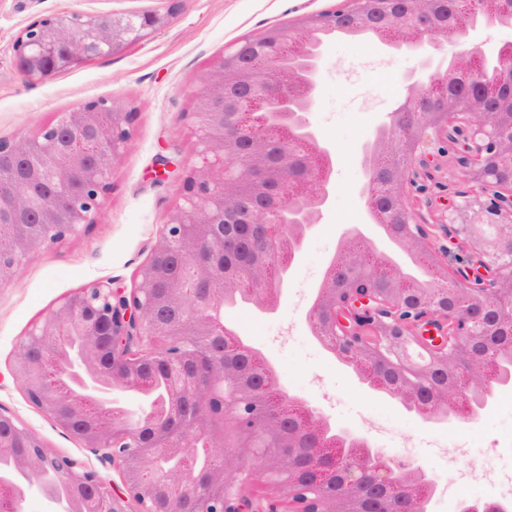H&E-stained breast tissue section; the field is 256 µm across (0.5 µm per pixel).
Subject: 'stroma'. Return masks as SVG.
I'll use <instances>...</instances> for the list:
<instances>
[{
    "instance_id": "obj_1",
    "label": "stroma",
    "mask_w": 512,
    "mask_h": 512,
    "mask_svg": "<svg viewBox=\"0 0 512 512\" xmlns=\"http://www.w3.org/2000/svg\"><path fill=\"white\" fill-rule=\"evenodd\" d=\"M341 0H0V138L36 135L61 113L108 99L133 111L131 137L112 167V189L93 224L81 234L47 245L0 285V408L12 412L51 452L79 460L119 480L97 456L26 399L12 372L17 342L60 300L94 282L124 288L137 283L162 224L182 201L179 179L156 181L154 169L166 158L188 173L196 165V139L183 118L208 64L225 47L270 28H287L309 13L340 7ZM175 10L171 23L123 53L100 58L53 79L30 82L14 62L13 42L31 21L60 11L142 14ZM413 53L391 55L378 40L339 36L328 41L318 104L311 120L335 152L336 191L320 224L310 231L295 269L324 271L347 226L366 222L360 188L367 175L361 150L386 112L407 93L417 69ZM432 178L406 188L415 208L425 202L444 208L456 203L466 185L457 169L458 151L431 145ZM293 288L281 290L274 313L249 304L224 310V323L272 363L289 395L312 399L344 426L367 417L388 428L392 441L413 448L416 463L440 454L431 425L395 402L358 387L354 375L311 336L307 307L295 306ZM449 447L466 445L470 459L487 468L512 469V403H496L473 425L453 420L440 426Z\"/></svg>"
}]
</instances>
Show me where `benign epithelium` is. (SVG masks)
I'll list each match as a JSON object with an SVG mask.
<instances>
[{
    "label": "benign epithelium",
    "instance_id": "1",
    "mask_svg": "<svg viewBox=\"0 0 512 512\" xmlns=\"http://www.w3.org/2000/svg\"><path fill=\"white\" fill-rule=\"evenodd\" d=\"M346 6L271 28L224 49L204 75L186 113L200 166L184 181L183 203L162 225L131 291L91 283L68 295L18 342L12 369L25 396L63 430L117 465L125 492L99 471L48 451L0 407V512H24L34 496L51 512H243L257 482L274 495L266 512H346L344 502L370 486L427 512L436 487L429 469L403 465L357 433L336 427L309 401L275 407L272 365L217 320L227 297L274 310L267 289L283 288L306 233L320 223L335 190L333 149L311 121L323 70L321 36L342 26L373 32L393 52L414 51L420 68L403 104L386 113L365 151L368 223L424 266L416 280L382 252L349 245L316 285L312 335L352 370L361 387L383 394L430 423L486 406L492 383L512 379L498 333L512 325V41L491 55L474 46L437 58L481 26L512 30V0H345ZM165 14L69 10L26 25L13 44L33 83L113 56L165 27ZM132 114L93 100L29 137L0 139V284L50 243L92 223L110 190L112 165L130 138ZM463 140L473 199L489 198L480 219L448 232L465 244L472 271H448L428 244L426 223L404 201L406 182L426 166L434 141ZM191 262L192 280L169 272ZM239 357L224 366V354ZM168 393L158 407L129 412L119 394L148 388L158 368ZM234 428L229 458L212 420ZM322 466L301 484L292 448ZM343 476L342 496L329 484Z\"/></svg>",
    "mask_w": 512,
    "mask_h": 512
}]
</instances>
